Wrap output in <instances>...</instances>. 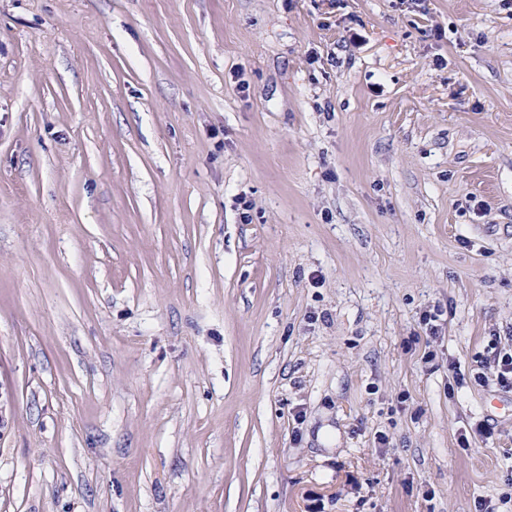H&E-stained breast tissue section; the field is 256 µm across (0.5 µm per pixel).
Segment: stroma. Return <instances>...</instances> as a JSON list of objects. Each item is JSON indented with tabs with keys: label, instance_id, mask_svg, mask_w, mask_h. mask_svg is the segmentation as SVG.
I'll return each instance as SVG.
<instances>
[{
	"label": "stroma",
	"instance_id": "1",
	"mask_svg": "<svg viewBox=\"0 0 512 512\" xmlns=\"http://www.w3.org/2000/svg\"><path fill=\"white\" fill-rule=\"evenodd\" d=\"M511 348L512 0H0V512H512Z\"/></svg>",
	"mask_w": 512,
	"mask_h": 512
}]
</instances>
